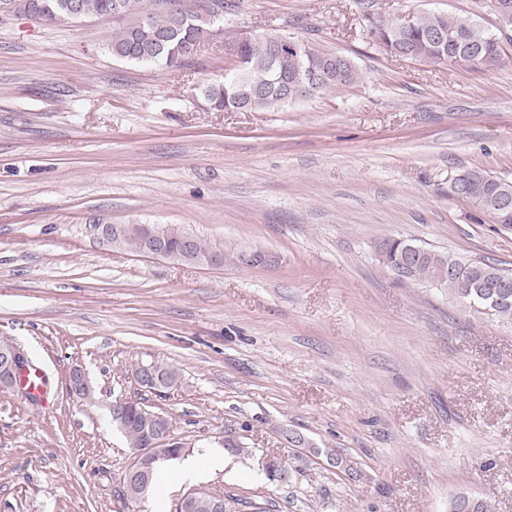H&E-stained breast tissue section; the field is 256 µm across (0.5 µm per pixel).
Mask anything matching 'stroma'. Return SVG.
I'll return each instance as SVG.
<instances>
[{"label":"stroma","mask_w":512,"mask_h":512,"mask_svg":"<svg viewBox=\"0 0 512 512\" xmlns=\"http://www.w3.org/2000/svg\"><path fill=\"white\" fill-rule=\"evenodd\" d=\"M391 17L479 16L475 0H371ZM275 29L352 59L353 86L216 112L232 41ZM112 21L0 22V338L52 397L0 388V512H172L189 490L240 512H512V322L399 281L403 237L512 269V230L448 194L458 171L512 178V45L492 69L396 59L355 0H241L187 65L136 64ZM112 224H176L224 251L207 269L133 253ZM251 250L272 263L242 266ZM177 367L165 393L140 362ZM93 391L71 393L72 369ZM144 398L223 470L122 495L132 450L113 401ZM281 459L286 481L269 480ZM378 242L381 243L383 253L385 254V259H380V261L393 273L395 268H397L404 259L407 245L415 244L412 240L392 236L383 237L379 239Z\"/></svg>","instance_id":"1"}]
</instances>
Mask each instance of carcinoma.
Instances as JSON below:
<instances>
[{
  "instance_id": "obj_1",
  "label": "carcinoma",
  "mask_w": 512,
  "mask_h": 512,
  "mask_svg": "<svg viewBox=\"0 0 512 512\" xmlns=\"http://www.w3.org/2000/svg\"><path fill=\"white\" fill-rule=\"evenodd\" d=\"M70 0H9L7 15L28 20L71 24L68 13ZM512 5V0H478L479 8L491 13L496 20L493 28L471 21L463 27V19L442 12H424L402 26L378 12L362 13L364 28L372 41L395 56L410 54L437 63H449L461 56L476 68H493L502 59L505 44H512V10L499 12V5ZM84 18L112 17L124 21L112 31V54L132 63H157L170 68L182 66L202 36L211 37L220 31L217 23L237 7L233 0H158L156 9L142 6V0H80ZM259 42L241 41L235 52L237 64L224 73L220 81L199 88L210 109L223 112H252L273 105H285L303 97H312L339 90L356 83L360 73L352 60L344 55L326 52L303 42L299 47L283 51L275 32L266 31ZM318 72L315 85L302 94L285 93L286 86L303 84L312 72ZM467 181L469 196L465 203L481 205L480 221L501 224L512 229V208L504 211L500 199H512V182L481 168L459 171ZM385 259L382 263L393 271L405 257L411 240L386 236L379 239ZM509 270L485 260H467L451 253L423 249L400 274L399 280L437 282L448 294L465 299L475 311L512 320V296L500 300L491 298L498 275ZM112 421L124 434L130 448L146 447L143 416L135 404L122 410H111ZM184 456V449L161 444L156 447L151 473L146 487L135 488L133 499L147 497L156 485L163 466ZM191 512H216L218 497L203 491H192ZM487 512V504L479 499L459 497L453 512Z\"/></svg>"
}]
</instances>
